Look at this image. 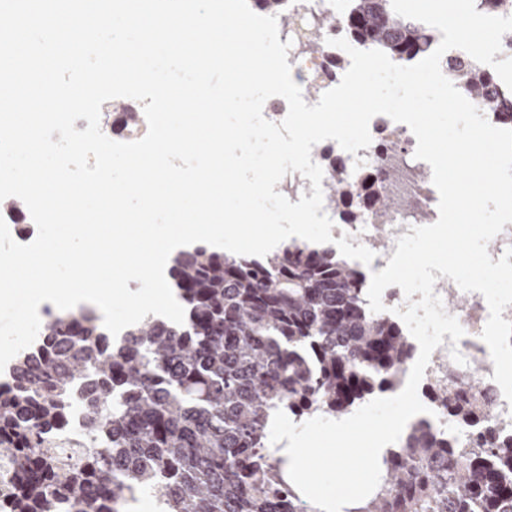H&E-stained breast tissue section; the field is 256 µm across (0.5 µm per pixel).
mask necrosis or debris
<instances>
[{
  "mask_svg": "<svg viewBox=\"0 0 512 512\" xmlns=\"http://www.w3.org/2000/svg\"><path fill=\"white\" fill-rule=\"evenodd\" d=\"M288 11L295 16L299 28L280 30L279 39L291 44L287 61L294 82L304 89L313 83L325 91L335 87L350 66L348 54L333 46L319 53L305 51L301 30L317 14L341 15V0H288ZM369 128L372 142L357 154L343 152L336 141L327 140L313 147L312 159L324 167L329 156L340 157L342 178L370 180L373 189L384 197L388 207L384 218L362 202L354 203L352 215L347 216L333 209L331 197L323 199V210L333 221L332 237L345 236L351 245L361 244L372 250L375 258L371 268L376 271L387 266L396 251L398 237L408 234L412 227L430 225L437 220L439 194L432 183L430 166L414 157L416 139L407 125L378 115L371 120ZM359 157L364 160L360 166L355 163ZM452 313L465 334L456 343L444 340L432 353L423 380L428 383L443 379V371L452 361L450 351L458 349L466 360L461 373L480 391L491 427L501 434H512V405L492 379L494 365L481 338L489 316L487 303L482 294L473 292L468 294L466 305L453 308Z\"/></svg>",
  "mask_w": 512,
  "mask_h": 512,
  "instance_id": "1",
  "label": "necrosis or debris"
}]
</instances>
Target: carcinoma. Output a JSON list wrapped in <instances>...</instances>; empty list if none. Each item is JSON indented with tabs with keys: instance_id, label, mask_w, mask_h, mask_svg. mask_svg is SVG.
Instances as JSON below:
<instances>
[{
	"instance_id": "obj_1",
	"label": "carcinoma",
	"mask_w": 512,
	"mask_h": 512,
	"mask_svg": "<svg viewBox=\"0 0 512 512\" xmlns=\"http://www.w3.org/2000/svg\"><path fill=\"white\" fill-rule=\"evenodd\" d=\"M292 24L288 0H255ZM345 35L408 64L432 50L426 24L391 0H347ZM324 16L310 27L316 51ZM448 79L497 120L512 97L467 56ZM327 183L342 209L355 186ZM171 288L185 321L147 316L114 338L91 313L47 321L0 384V462L11 512H129L138 495L160 512H316L286 481L269 448L274 412L336 417L400 388L413 358L399 323L372 313L365 275L336 250L291 244L264 257L204 246L172 259ZM448 420L480 433L461 447L419 420L391 450L377 491L351 512H512V435L485 426L475 387L428 384ZM86 408L84 441L69 437L73 403Z\"/></svg>"
}]
</instances>
